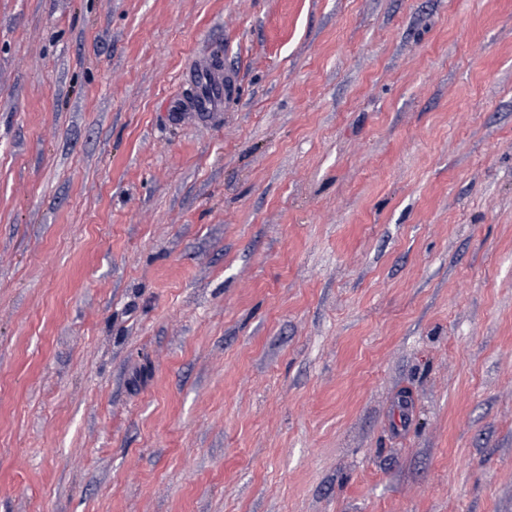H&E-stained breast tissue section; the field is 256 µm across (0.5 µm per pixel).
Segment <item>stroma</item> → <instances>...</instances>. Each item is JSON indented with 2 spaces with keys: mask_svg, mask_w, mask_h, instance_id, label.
<instances>
[{
  "mask_svg": "<svg viewBox=\"0 0 512 512\" xmlns=\"http://www.w3.org/2000/svg\"><path fill=\"white\" fill-rule=\"evenodd\" d=\"M0 512H512V0H0ZM198 91L194 108L196 112H211L220 107L223 81L213 70L202 69L197 77Z\"/></svg>",
  "mask_w": 512,
  "mask_h": 512,
  "instance_id": "1",
  "label": "stroma"
}]
</instances>
